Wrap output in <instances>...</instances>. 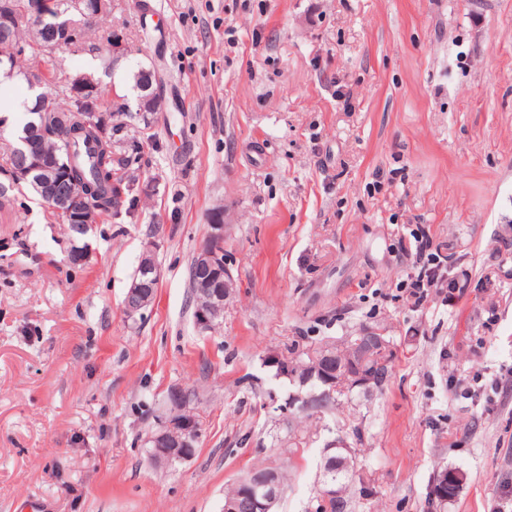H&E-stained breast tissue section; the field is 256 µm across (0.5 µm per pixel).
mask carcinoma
Masks as SVG:
<instances>
[{
    "mask_svg": "<svg viewBox=\"0 0 512 512\" xmlns=\"http://www.w3.org/2000/svg\"><path fill=\"white\" fill-rule=\"evenodd\" d=\"M13 11L10 17L0 22L7 36H0V54L15 56V61L26 62L24 76L42 82L44 70L57 69L54 63L55 44L59 38L53 30L39 22L34 12H48L60 15L73 26V37L65 45L71 53L82 54L90 50L83 36V26L89 17L112 10V0H12ZM133 88L136 90L137 109L142 111L140 120L147 119V113L155 110L158 98L144 91L148 84H156L155 72L140 68L133 75ZM82 82L90 90L86 93L93 104L91 109L72 107V93L76 88L75 75L59 72L54 88L43 92L49 99L46 119H41L40 111L27 109V117L17 138L30 137L46 153L57 154V168L69 170V180L83 192L90 203L88 213L109 217L120 214L122 198L133 190L136 178L124 174L129 161L137 155L136 144H124L118 138L122 125L112 123L110 105L101 95L98 83L88 74L82 75ZM38 173H33L22 182L0 183V206L11 201L15 193L24 189L31 191L44 203L49 200L35 186ZM355 337L350 336L342 344L326 342L310 353H304L291 360L281 359L295 366V384L321 387L319 365L328 353L336 354L340 360L355 355ZM337 466L321 477H330L336 482L339 496L330 500L331 512H344L342 506L347 500L342 491L351 485L355 471L352 457L337 452Z\"/></svg>",
    "mask_w": 512,
    "mask_h": 512,
    "instance_id": "1",
    "label": "carcinoma"
}]
</instances>
